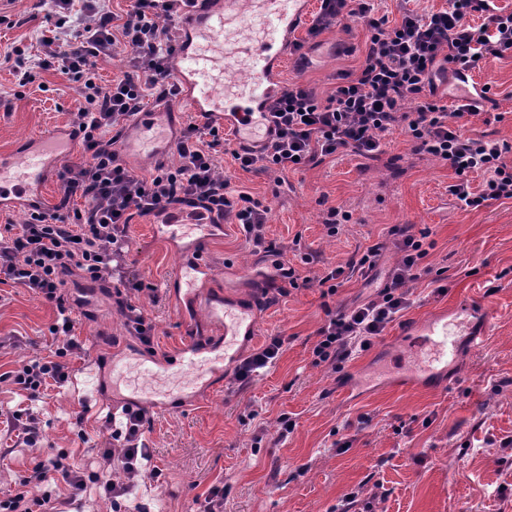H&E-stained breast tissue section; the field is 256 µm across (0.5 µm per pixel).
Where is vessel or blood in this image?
<instances>
[{"label": "vessel or blood", "instance_id": "b4317fda", "mask_svg": "<svg viewBox=\"0 0 512 512\" xmlns=\"http://www.w3.org/2000/svg\"><path fill=\"white\" fill-rule=\"evenodd\" d=\"M308 11L309 0H190L179 21L180 41L173 60L183 106L134 115L119 141L120 152L167 158L176 148L185 110L232 124L238 143L265 140L271 127L266 105L283 92L273 69L287 54L290 33ZM232 66L245 69L250 81L223 85L224 72ZM219 84L224 87L220 93L215 90ZM75 139L73 128H59L22 140L19 150L1 152L0 189L21 192L28 205L42 204L51 172L68 156ZM210 230L207 224L184 223L177 211L155 226L157 235L171 239L181 258L167 289L188 302H198L197 282L211 277L205 248ZM265 301L259 292L242 301L212 298L209 311L224 327L220 343L187 340L171 363L148 355L130 363L111 361L99 375L100 387L131 408L147 400L158 410L187 406L190 390L223 382L227 364L240 357L242 340L257 336L255 310ZM407 336L406 348L418 356L427 380L446 373L449 360L459 351L456 323L444 314L410 327Z\"/></svg>", "mask_w": 512, "mask_h": 512}]
</instances>
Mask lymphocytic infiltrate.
Returning <instances> with one entry per match:
<instances>
[{"label":"lymphocytic infiltrate","mask_w":512,"mask_h":512,"mask_svg":"<svg viewBox=\"0 0 512 512\" xmlns=\"http://www.w3.org/2000/svg\"><path fill=\"white\" fill-rule=\"evenodd\" d=\"M190 0H130L115 13L111 0H35L34 10L53 21L40 39L37 55L19 48L0 57L10 65L19 87L41 73L58 70L77 83L81 107L73 118L81 133L82 158L61 174L58 204L28 212L23 223L0 227V285L13 284L55 305L50 333L64 337L62 353L78 355L75 320L63 293L66 277L78 271L93 281L114 282L115 304L128 331L144 346L155 327L131 293L156 297L155 286L128 273L124 256L134 217H161L168 210L188 211L198 222L241 226L253 251L270 253L268 210L250 193L230 195V182L218 174L217 149L223 128L190 121L177 142V164L157 163L147 174L130 169L116 147L130 119L149 100L174 101L172 57L179 43L178 21ZM357 18L367 29L364 58L356 71L342 74L327 97L295 82L269 106L271 138L260 146L233 149L232 159L246 172L285 173L318 166L337 153L351 151L367 159L384 152L383 136L398 130L414 152L448 163L456 180L449 194L463 208L478 209L491 200L512 199V144L476 132L475 121H502V113L480 112L489 86L445 101L438 76L467 82L480 61L512 52V12L495 0H448L445 8L420 13L405 8L396 22L375 14L374 0H320L306 38L318 37L339 21ZM129 56L130 73L102 83L100 61ZM483 177L473 188L471 174ZM392 244L400 260L378 294L352 309L328 312L313 349L316 363L330 366L371 347L388 325L410 307V286L420 277L427 254L412 225L394 226ZM72 374L63 360L35 358L0 374L4 384L24 392L27 406L0 411L10 448L40 447L44 420L34 411L51 386H63ZM104 436L86 464L67 455H47L17 475L14 489L0 497V512H122L142 478L154 473L146 439L145 411L123 409L99 418ZM121 479H113L114 470Z\"/></svg>","instance_id":"1"}]
</instances>
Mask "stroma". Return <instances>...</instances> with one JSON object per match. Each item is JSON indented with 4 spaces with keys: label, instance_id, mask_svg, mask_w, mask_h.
Returning a JSON list of instances; mask_svg holds the SVG:
<instances>
[{
    "label": "stroma",
    "instance_id": "stroma-1",
    "mask_svg": "<svg viewBox=\"0 0 512 512\" xmlns=\"http://www.w3.org/2000/svg\"><path fill=\"white\" fill-rule=\"evenodd\" d=\"M30 7L29 0H0V16L18 22L0 25V51L13 45L36 51L49 25L44 16H31ZM365 39L364 24L338 23L307 47L304 69L286 58L276 71L283 84L300 81L327 96L334 75L359 66ZM472 80L490 85L506 113L487 127L475 122V130L512 143V56L485 60ZM79 101L66 75L44 73L21 89L0 65V152L70 125ZM384 142L375 160L347 152L283 174L247 173L230 154H218L232 188L267 207V238L276 251L255 253L238 225L225 224L207 243L213 275L206 293L248 297L254 281L273 276L280 261L296 268L301 283L259 308V333L243 346L249 354L282 337L267 370L242 388L225 373L223 384L200 392L188 408L150 410L145 436L161 475L134 493L150 512H195L215 487L224 490V512H512V200L461 208L448 194L455 174L447 163L415 153L400 131L385 134ZM331 207L352 215L333 236L323 225ZM154 222L151 216L133 219L124 261L136 278L161 289L158 300L138 299L155 325L152 353L160 357L183 336L209 342L219 328L205 308L182 314L163 291L177 256L153 234ZM397 224L429 232L411 307L371 349L340 368L315 364L326 308L373 298L397 265L400 256L387 245ZM381 241L386 248L375 268L354 269L362 252ZM307 253L312 263L304 262ZM339 266L345 270L341 286L322 299L319 278ZM65 294L84 351L68 360L71 382L49 390L39 404L49 422L42 447L8 454L0 433V490L49 454L64 451L75 465L86 463L89 443L101 436L89 421L86 438H79L75 416L86 405L96 414L112 404L93 391L97 365L140 347L102 284L75 274ZM475 306L487 316L482 343L461 338L456 363L437 382L412 379L415 359L406 353L403 328L442 310L462 319ZM56 318L53 304L19 287L0 288V336L11 340L0 349V373L51 356L59 345L49 332ZM284 416L294 429L283 438ZM352 492L357 501H349Z\"/></svg>",
    "mask_w": 512,
    "mask_h": 512
}]
</instances>
